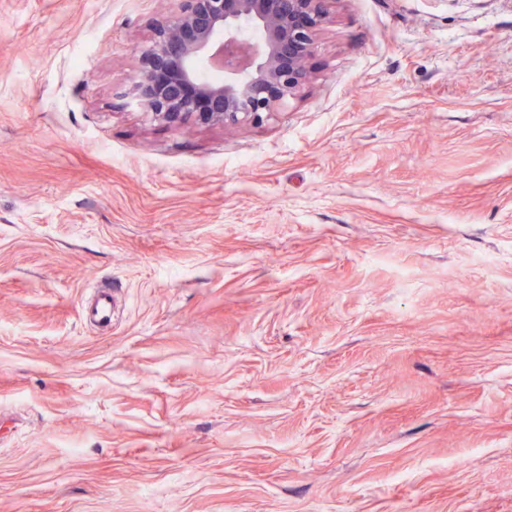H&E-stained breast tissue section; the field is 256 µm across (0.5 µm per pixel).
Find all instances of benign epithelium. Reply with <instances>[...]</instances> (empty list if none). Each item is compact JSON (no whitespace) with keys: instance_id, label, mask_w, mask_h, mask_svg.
<instances>
[{"instance_id":"obj_1","label":"benign epithelium","mask_w":512,"mask_h":512,"mask_svg":"<svg viewBox=\"0 0 512 512\" xmlns=\"http://www.w3.org/2000/svg\"><path fill=\"white\" fill-rule=\"evenodd\" d=\"M124 96L165 125L261 123L311 79L331 0H177ZM214 70L219 77L206 81Z\"/></svg>"}]
</instances>
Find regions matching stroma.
<instances>
[{"mask_svg":"<svg viewBox=\"0 0 512 512\" xmlns=\"http://www.w3.org/2000/svg\"><path fill=\"white\" fill-rule=\"evenodd\" d=\"M173 7L0 0V512H512V0H332L232 129L120 95ZM114 315L115 301L112 292L107 288H97L83 320L94 326H111Z\"/></svg>","mask_w":512,"mask_h":512,"instance_id":"stroma-1","label":"stroma"}]
</instances>
